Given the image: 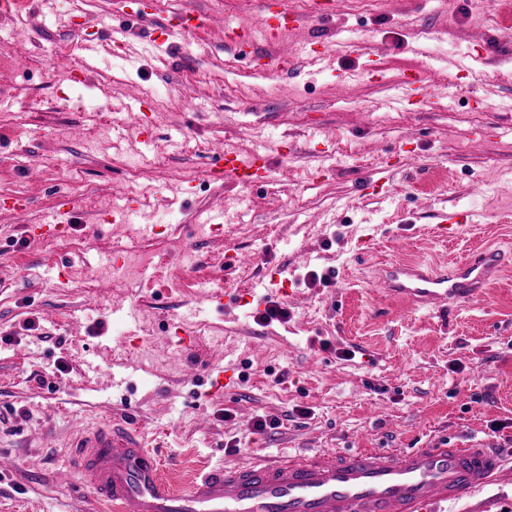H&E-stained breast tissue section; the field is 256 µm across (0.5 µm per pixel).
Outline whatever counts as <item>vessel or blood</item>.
Masks as SVG:
<instances>
[{"mask_svg":"<svg viewBox=\"0 0 512 512\" xmlns=\"http://www.w3.org/2000/svg\"><path fill=\"white\" fill-rule=\"evenodd\" d=\"M211 174L245 184L264 181L267 155L224 150ZM511 263L504 250L481 246L442 267L386 263L377 281L383 293L442 312L477 300ZM70 448L72 465L57 472V481L80 479L113 512H446L448 503L497 481L505 463L498 449L440 441L405 451L297 452L221 466L178 487L164 478L157 452L146 447L137 420L127 414L77 427Z\"/></svg>","mask_w":512,"mask_h":512,"instance_id":"b4317fda","label":"vessel or blood"}]
</instances>
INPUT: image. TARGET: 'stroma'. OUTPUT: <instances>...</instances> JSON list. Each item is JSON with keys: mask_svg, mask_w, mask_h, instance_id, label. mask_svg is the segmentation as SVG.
<instances>
[{"mask_svg": "<svg viewBox=\"0 0 512 512\" xmlns=\"http://www.w3.org/2000/svg\"><path fill=\"white\" fill-rule=\"evenodd\" d=\"M308 3L21 0L0 13V205L29 201L0 208V454L16 463L0 512H105L53 475L76 424L125 409L179 485L295 450L445 439L507 453L502 482L453 512H512V269L440 315L372 284L380 261L512 252V8L334 0L278 43L255 34L257 55L292 56L288 71L243 76L225 26ZM419 69L429 95L404 105L401 81ZM261 144L269 181L210 179L216 151ZM135 177L152 236L100 221ZM453 210L471 222L434 237ZM220 211L223 237L207 238ZM229 247L256 259L225 271ZM113 251L138 257L134 271L113 272ZM212 288L234 304L210 308ZM292 290L303 301L263 323ZM179 323L193 350L172 337ZM223 367L237 379L225 397L211 385ZM260 417L272 428L254 431Z\"/></svg>", "mask_w": 512, "mask_h": 512, "instance_id": "1", "label": "stroma"}]
</instances>
